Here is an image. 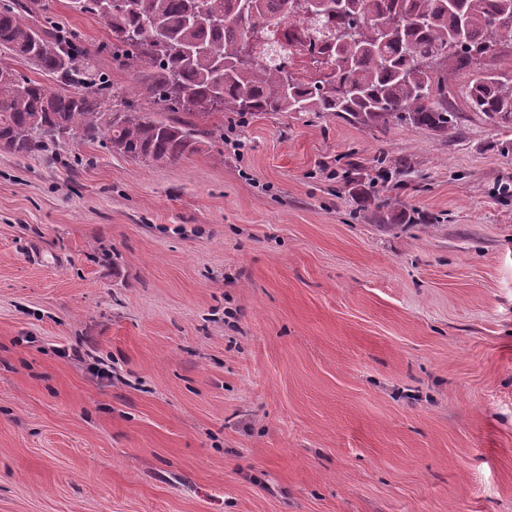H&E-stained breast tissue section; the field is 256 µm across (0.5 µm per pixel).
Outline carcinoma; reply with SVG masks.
<instances>
[{"mask_svg": "<svg viewBox=\"0 0 512 512\" xmlns=\"http://www.w3.org/2000/svg\"><path fill=\"white\" fill-rule=\"evenodd\" d=\"M338 0L313 18L325 39L332 77L295 76L280 61L282 46L256 51L275 29L299 21L308 0H125L106 17L100 0H69L71 10L103 19L110 40L99 52L135 75L139 95L160 107L143 112L96 54L46 20L45 0L0 6V55L55 80L52 91L30 78L15 82L0 67V150L19 157L63 142H99L145 165L171 164L214 142V112H314L370 126L411 124L443 134L458 110L448 99V59L461 68L512 54V0ZM396 27L385 39L381 28ZM462 40L448 52V38ZM466 108L512 123V61L487 69L462 91Z\"/></svg>", "mask_w": 512, "mask_h": 512, "instance_id": "carcinoma-1", "label": "carcinoma"}]
</instances>
